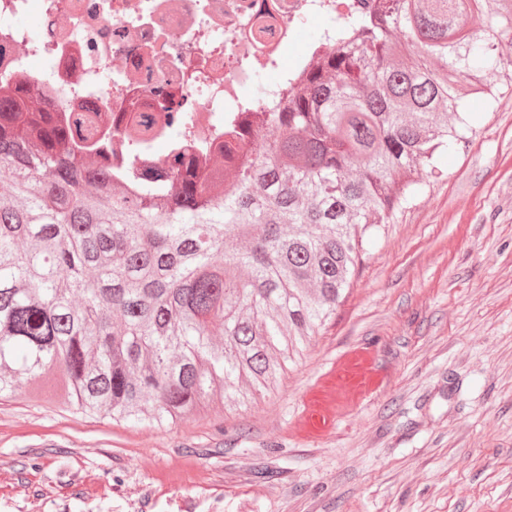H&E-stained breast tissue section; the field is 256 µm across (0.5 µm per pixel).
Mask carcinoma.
<instances>
[{"label": "carcinoma", "mask_w": 512, "mask_h": 512, "mask_svg": "<svg viewBox=\"0 0 512 512\" xmlns=\"http://www.w3.org/2000/svg\"><path fill=\"white\" fill-rule=\"evenodd\" d=\"M378 0L238 138L254 156L162 194L112 184L37 94L0 90V395L158 425L275 387L335 313L367 232L464 140L462 91L495 95L512 0ZM399 31L406 60L393 58ZM455 123L448 124V114Z\"/></svg>", "instance_id": "cac0c4a2"}]
</instances>
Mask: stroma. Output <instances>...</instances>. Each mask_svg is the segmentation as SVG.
Here are the masks:
<instances>
[{
	"label": "stroma",
	"mask_w": 512,
	"mask_h": 512,
	"mask_svg": "<svg viewBox=\"0 0 512 512\" xmlns=\"http://www.w3.org/2000/svg\"><path fill=\"white\" fill-rule=\"evenodd\" d=\"M493 82L276 389L162 427L1 398L0 512H512V81ZM358 354L373 389L309 433Z\"/></svg>",
	"instance_id": "stroma-1"
}]
</instances>
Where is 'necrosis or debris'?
<instances>
[{"label": "necrosis or debris", "instance_id": "4bbe7bcc", "mask_svg": "<svg viewBox=\"0 0 512 512\" xmlns=\"http://www.w3.org/2000/svg\"><path fill=\"white\" fill-rule=\"evenodd\" d=\"M363 0H0V83L41 96L88 141H112V179L127 191L204 165L225 166L224 140L257 75L273 73L316 16L346 18ZM38 14L31 31L25 16Z\"/></svg>", "mask_w": 512, "mask_h": 512}]
</instances>
